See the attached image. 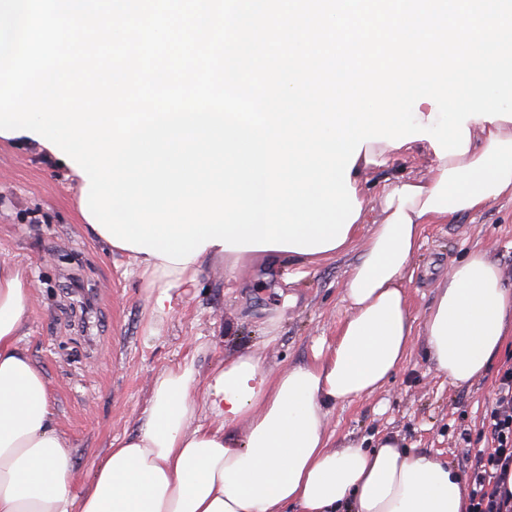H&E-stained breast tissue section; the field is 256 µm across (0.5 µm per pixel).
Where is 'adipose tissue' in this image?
Instances as JSON below:
<instances>
[{"label": "adipose tissue", "instance_id": "obj_1", "mask_svg": "<svg viewBox=\"0 0 512 512\" xmlns=\"http://www.w3.org/2000/svg\"><path fill=\"white\" fill-rule=\"evenodd\" d=\"M467 126L462 155L438 157L424 139L403 145V153L427 157L426 172L386 178L372 201L363 190L368 173L397 149L365 143L350 170L360 216L337 249L300 254L217 244L182 265L131 252L153 280L161 313L172 289L207 260L232 270L290 263L302 272L362 246L333 343L277 371L250 348L203 378L188 362L162 371L138 430L113 441L78 487L47 381L20 344L28 271L0 264V512H467L466 480L447 462L390 436L372 447L340 442L327 428L336 406L381 391L406 361L415 324L406 284L425 225L512 199V122ZM511 335L506 274L472 250L437 282L423 325L428 354L451 385L463 386L487 373Z\"/></svg>", "mask_w": 512, "mask_h": 512}]
</instances>
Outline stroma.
<instances>
[{"instance_id":"35a3bbf8","label":"stroma","mask_w":512,"mask_h":512,"mask_svg":"<svg viewBox=\"0 0 512 512\" xmlns=\"http://www.w3.org/2000/svg\"><path fill=\"white\" fill-rule=\"evenodd\" d=\"M77 198L66 167L35 142H0V263L29 272L33 299L22 344L45 374L78 478L114 439L136 430L163 369L190 356L204 375L247 345L277 370L312 360L319 343L335 339L358 250L309 268L280 293L251 270L233 273L208 261L193 282L173 289L171 311L158 314L149 275L88 231ZM473 249L512 273V200L425 225L407 285L412 317L423 320L438 277ZM511 365L512 349L478 381L453 386L415 337L390 384L338 405L329 429L340 441L390 435L468 474V455L487 445L481 417L497 373Z\"/></svg>"}]
</instances>
